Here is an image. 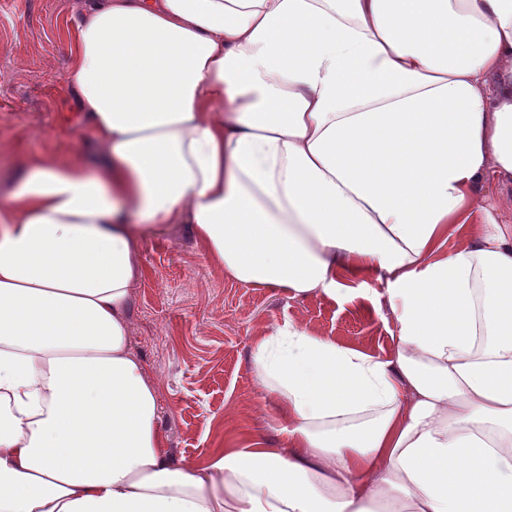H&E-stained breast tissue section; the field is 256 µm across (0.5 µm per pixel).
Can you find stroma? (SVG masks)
<instances>
[{"mask_svg":"<svg viewBox=\"0 0 512 512\" xmlns=\"http://www.w3.org/2000/svg\"><path fill=\"white\" fill-rule=\"evenodd\" d=\"M78 4L0 0V205L27 157L95 153L81 125L68 121L71 102L60 94L70 62L63 29L75 23ZM138 250L133 348L157 388L169 451L185 462L204 464L237 434L283 447L276 409L251 368L256 336L293 322L372 355L393 350L392 325L367 298H293L238 282L210 261L189 225L147 234Z\"/></svg>","mask_w":512,"mask_h":512,"instance_id":"stroma-1","label":"stroma"}]
</instances>
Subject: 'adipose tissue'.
<instances>
[{"label": "adipose tissue", "instance_id": "ef3b65f1", "mask_svg": "<svg viewBox=\"0 0 512 512\" xmlns=\"http://www.w3.org/2000/svg\"><path fill=\"white\" fill-rule=\"evenodd\" d=\"M70 52L99 164L0 207V512H512V0H84ZM169 224L256 288L378 281L394 351L256 337L284 447L176 460L130 346Z\"/></svg>", "mask_w": 512, "mask_h": 512}]
</instances>
